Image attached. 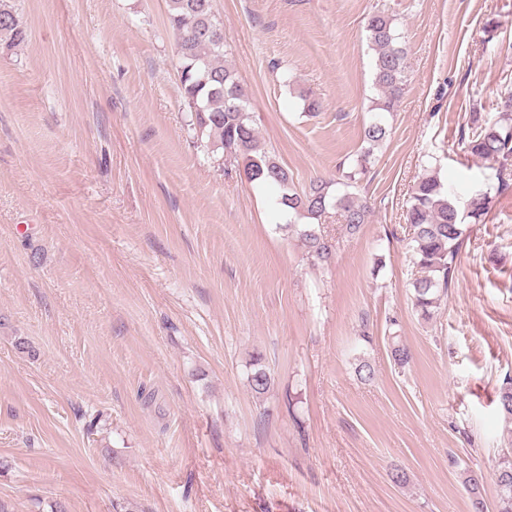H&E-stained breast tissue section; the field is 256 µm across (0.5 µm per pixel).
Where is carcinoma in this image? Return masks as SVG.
Masks as SVG:
<instances>
[{
  "instance_id": "cac0c4a2",
  "label": "carcinoma",
  "mask_w": 512,
  "mask_h": 512,
  "mask_svg": "<svg viewBox=\"0 0 512 512\" xmlns=\"http://www.w3.org/2000/svg\"><path fill=\"white\" fill-rule=\"evenodd\" d=\"M170 27L177 50V62L184 97L191 113L193 129L207 138L215 150L243 160V173L250 183L275 185L280 190L279 204L291 215L319 219L334 210L342 218L346 231L354 235L367 223L369 206L350 191L355 175L363 174L373 149L389 135L386 114L392 112L407 81V56L384 11H376L366 21V31L375 51L374 83L379 92L375 113L363 128L368 147L356 159L354 170L346 173L335 192L332 183L318 180L309 189L298 192L292 177L260 144L255 120L249 111L248 96L233 67L225 60L224 44L214 42L209 31L215 27L212 0H168ZM26 37L22 21L12 6L0 0V39L9 48ZM466 151L479 159L499 163L498 188L508 186V161H512V91L500 102L495 121H474ZM489 192H477L466 202L460 214L452 194L438 177L425 171L412 189L406 210V223L413 229L412 253L420 276L413 282V302L421 315L429 319L440 296L448 292L455 271V260L464 233L463 222L481 224L491 209ZM308 255L327 261L334 249L326 237L308 224L296 230ZM272 379L255 357L249 375L251 390L262 395L269 391ZM496 475L507 485L497 489L494 512H512V448L499 456ZM464 487L473 497L474 512H486L479 491V479L468 475Z\"/></svg>"
}]
</instances>
